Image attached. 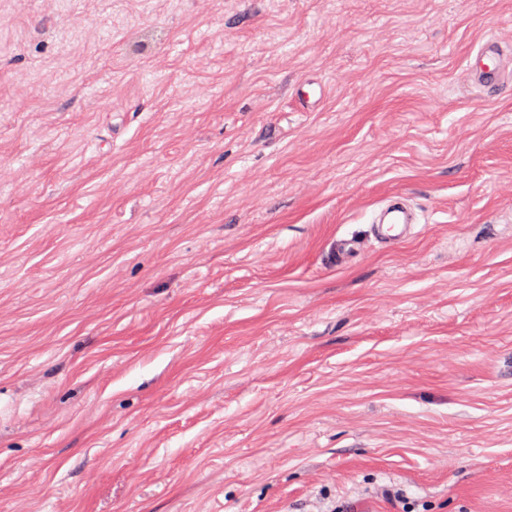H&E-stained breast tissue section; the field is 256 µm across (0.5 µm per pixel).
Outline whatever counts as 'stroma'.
<instances>
[{
    "instance_id": "stroma-1",
    "label": "stroma",
    "mask_w": 512,
    "mask_h": 512,
    "mask_svg": "<svg viewBox=\"0 0 512 512\" xmlns=\"http://www.w3.org/2000/svg\"><path fill=\"white\" fill-rule=\"evenodd\" d=\"M509 33L512 0H0V512H512V95L458 81ZM419 220L406 196L395 195L374 213L370 234L382 249L391 252L417 235ZM359 244L352 238L341 237L336 239L332 252V261L336 267H345L357 257ZM376 497L386 501L394 510L390 512H414L415 506L406 499L401 489L393 486H378L374 489Z\"/></svg>"
}]
</instances>
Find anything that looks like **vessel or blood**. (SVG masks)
<instances>
[{
  "label": "vessel or blood",
  "mask_w": 512,
  "mask_h": 512,
  "mask_svg": "<svg viewBox=\"0 0 512 512\" xmlns=\"http://www.w3.org/2000/svg\"><path fill=\"white\" fill-rule=\"evenodd\" d=\"M467 81L489 98L512 93V53L503 41L490 37L482 40L469 54L464 66ZM419 215L406 196L396 195L375 212L370 233L382 249L394 251L416 235ZM359 252L358 243L351 238H338L332 261L336 266L351 264Z\"/></svg>",
  "instance_id": "1"
}]
</instances>
